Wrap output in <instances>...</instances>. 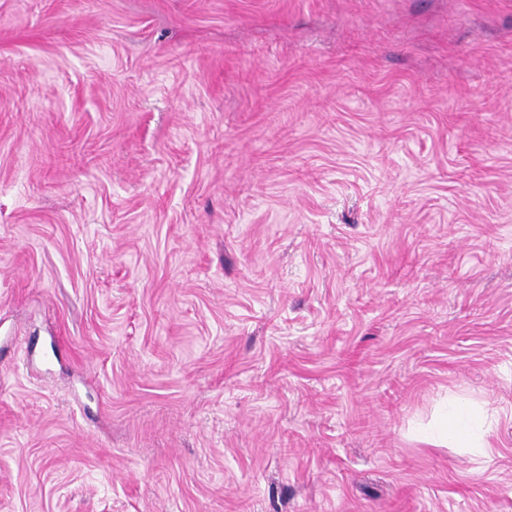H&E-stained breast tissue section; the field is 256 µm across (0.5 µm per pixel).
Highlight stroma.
Here are the masks:
<instances>
[{"instance_id": "stroma-1", "label": "stroma", "mask_w": 512, "mask_h": 512, "mask_svg": "<svg viewBox=\"0 0 512 512\" xmlns=\"http://www.w3.org/2000/svg\"><path fill=\"white\" fill-rule=\"evenodd\" d=\"M0 512H512V0H0ZM488 429L468 423L463 416L462 410L446 417L440 421L436 430L427 437V441L434 445L455 444L454 447L479 448L485 452L488 447L486 435Z\"/></svg>"}]
</instances>
